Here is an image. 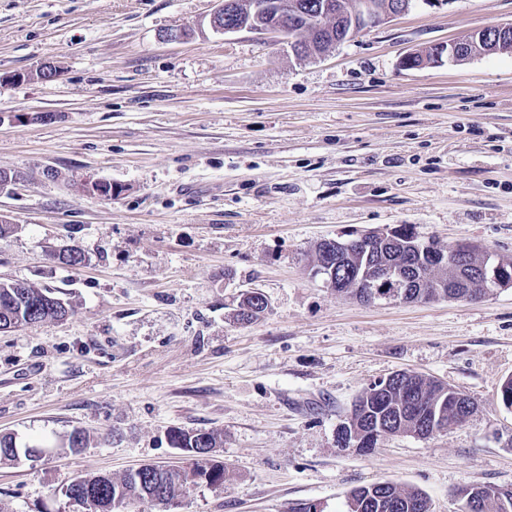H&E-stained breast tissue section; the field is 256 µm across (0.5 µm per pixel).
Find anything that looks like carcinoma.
<instances>
[{"instance_id": "1", "label": "carcinoma", "mask_w": 512, "mask_h": 512, "mask_svg": "<svg viewBox=\"0 0 512 512\" xmlns=\"http://www.w3.org/2000/svg\"><path fill=\"white\" fill-rule=\"evenodd\" d=\"M343 8L342 34H352L353 21L359 19L368 7L382 5L386 0H341ZM402 234L388 244L379 254L362 260L353 258L336 268L335 278L344 292L346 284L358 279L364 270L374 264L389 262L401 271L408 281L414 282L425 264L436 260L422 250L424 240L414 232L410 224L401 225ZM444 288L431 290L434 298H456L480 287L477 257L470 255L455 267L438 271ZM69 313L62 308L51 292L36 288L23 281L0 282V324L20 322L33 324L54 320L60 313ZM470 399L448 388V386L415 375L407 380L398 378L387 386L373 384L364 390L352 405L351 415L346 417L337 431V440L344 441L342 447L353 446V433L366 432L382 426L391 432H420L432 421L434 415L441 416L439 426L449 429L468 419ZM170 444L196 459L192 465L177 470L148 465L144 472L133 477L126 475L119 480L109 475H86L79 484L70 481L63 483L58 493L64 498L76 493L80 496L97 498L104 512L137 502L150 506L161 505L173 509L179 499L190 489L207 485L217 487L224 484V463L213 458L216 448L224 447V436L213 429L172 428L168 432ZM30 449L16 446L11 434L0 435V461H13L19 456H29ZM480 506L476 512H500L499 501L503 497L512 498V489H502L492 485H477ZM355 502L362 506L358 512H423L425 496L416 490H405L391 481L377 482L360 486L350 491L346 503Z\"/></svg>"}]
</instances>
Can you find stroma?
Wrapping results in <instances>:
<instances>
[{
    "label": "stroma",
    "instance_id": "obj_1",
    "mask_svg": "<svg viewBox=\"0 0 512 512\" xmlns=\"http://www.w3.org/2000/svg\"><path fill=\"white\" fill-rule=\"evenodd\" d=\"M217 5L0 0V171L14 177L0 186V281L71 310L0 333V433L52 447L0 463V512H64L56 491L77 475L186 465L174 427L223 431L227 470L174 512H343L380 481L460 512L461 486L512 488V287L365 303L311 274L320 240L400 224L512 261V54L401 64L512 22V0L421 5L303 59L271 34L214 32ZM71 246L75 268L55 258ZM247 287L269 306L243 324ZM398 371L474 413L340 447L356 397ZM76 428L77 454L63 445ZM482 29V28H481ZM474 31L473 33H468L461 38L446 42V43H436L432 44L431 48L428 49L427 52L424 53L422 62L419 63V61L416 60L415 55L416 53H409L406 56H404L401 60V63L404 67L409 69H415L420 68L426 65H433V64H440L444 62L446 59L448 63H455L457 59L464 54L463 49L468 45L472 43V36L475 35L479 30ZM477 47L482 48L481 44L477 42ZM476 46L470 45V50H467V52L462 55L461 62L466 61V58L472 54V52H475L478 50Z\"/></svg>",
    "mask_w": 512,
    "mask_h": 512
}]
</instances>
